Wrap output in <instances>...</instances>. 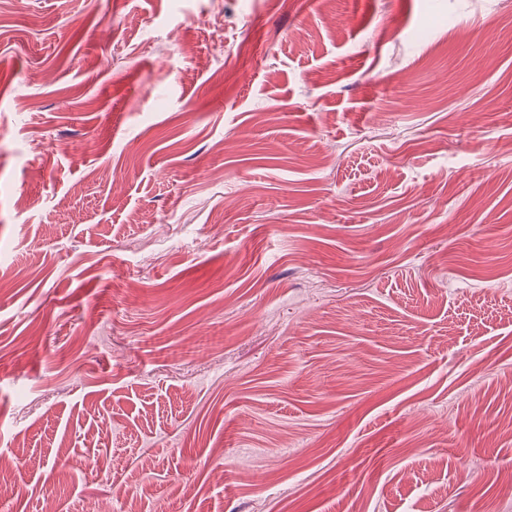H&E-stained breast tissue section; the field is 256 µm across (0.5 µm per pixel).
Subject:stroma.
<instances>
[{
  "label": "stroma",
  "mask_w": 512,
  "mask_h": 512,
  "mask_svg": "<svg viewBox=\"0 0 512 512\" xmlns=\"http://www.w3.org/2000/svg\"><path fill=\"white\" fill-rule=\"evenodd\" d=\"M509 420L512 0H0V512H512Z\"/></svg>",
  "instance_id": "35a3bbf8"
}]
</instances>
